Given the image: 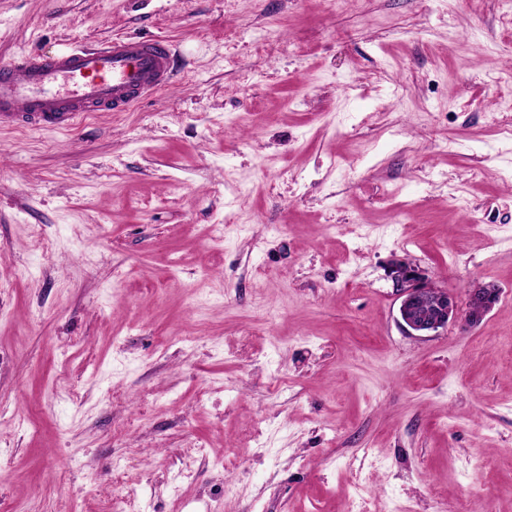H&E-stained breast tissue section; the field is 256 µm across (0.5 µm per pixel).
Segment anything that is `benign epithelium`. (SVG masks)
<instances>
[{"instance_id": "obj_1", "label": "benign epithelium", "mask_w": 512, "mask_h": 512, "mask_svg": "<svg viewBox=\"0 0 512 512\" xmlns=\"http://www.w3.org/2000/svg\"><path fill=\"white\" fill-rule=\"evenodd\" d=\"M392 278L400 299L399 323L408 334L428 336L437 333L458 316L454 298L444 290L431 287L413 264L396 262ZM499 293V289L489 286L472 289L463 315L464 324L470 327L480 324L492 309Z\"/></svg>"}]
</instances>
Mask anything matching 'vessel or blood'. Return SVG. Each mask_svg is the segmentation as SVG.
Masks as SVG:
<instances>
[{"mask_svg":"<svg viewBox=\"0 0 512 512\" xmlns=\"http://www.w3.org/2000/svg\"><path fill=\"white\" fill-rule=\"evenodd\" d=\"M174 76L175 53L161 38L24 55L0 65V126L66 129L91 113L127 110Z\"/></svg>","mask_w":512,"mask_h":512,"instance_id":"1","label":"vessel or blood"}]
</instances>
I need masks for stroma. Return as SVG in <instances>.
Masks as SVG:
<instances>
[{
	"label": "stroma",
	"instance_id": "obj_1",
	"mask_svg": "<svg viewBox=\"0 0 512 512\" xmlns=\"http://www.w3.org/2000/svg\"><path fill=\"white\" fill-rule=\"evenodd\" d=\"M172 87L0 127V512H512V0H0V63ZM417 266L483 322L406 334ZM174 76L175 52L161 38L24 55L0 65V126L66 129L89 113L125 111ZM498 288L481 286L473 288L469 293L468 307L463 315L465 326H476L481 323L498 299Z\"/></svg>",
	"mask_w": 512,
	"mask_h": 512
}]
</instances>
